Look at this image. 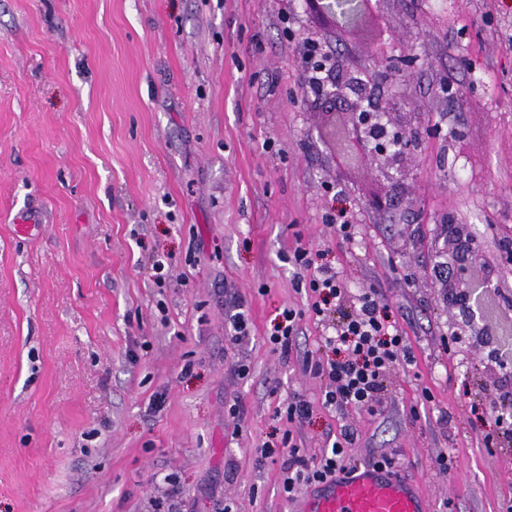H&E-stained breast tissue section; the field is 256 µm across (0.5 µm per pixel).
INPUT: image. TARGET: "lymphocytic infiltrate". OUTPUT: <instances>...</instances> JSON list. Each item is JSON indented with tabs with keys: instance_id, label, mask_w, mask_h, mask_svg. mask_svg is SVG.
<instances>
[{
	"instance_id": "f902f5d3",
	"label": "lymphocytic infiltrate",
	"mask_w": 512,
	"mask_h": 512,
	"mask_svg": "<svg viewBox=\"0 0 512 512\" xmlns=\"http://www.w3.org/2000/svg\"><path fill=\"white\" fill-rule=\"evenodd\" d=\"M294 261L302 271L297 285L305 290L309 311L326 323L323 345L332 352L327 359L304 358L303 371L321 379L323 407L377 414L386 403L385 379L390 369L414 361L400 330L382 313L380 292L364 288L353 302H346L343 277L334 267L314 265L304 248L295 251ZM283 409L290 428L280 438L266 441L262 455L282 458L280 491L290 500L300 486L322 483L347 467V447L353 444L355 433L344 428L320 457L310 458L297 445L292 429L310 418L312 404L296 394L284 402Z\"/></svg>"
}]
</instances>
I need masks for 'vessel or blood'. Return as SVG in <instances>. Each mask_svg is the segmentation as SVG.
Returning <instances> with one entry per match:
<instances>
[{
    "label": "vessel or blood",
    "instance_id": "vessel-or-blood-1",
    "mask_svg": "<svg viewBox=\"0 0 512 512\" xmlns=\"http://www.w3.org/2000/svg\"><path fill=\"white\" fill-rule=\"evenodd\" d=\"M299 512H429L412 483L395 472L355 466L340 472L303 498Z\"/></svg>",
    "mask_w": 512,
    "mask_h": 512
}]
</instances>
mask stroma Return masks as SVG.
<instances>
[{"label": "stroma", "mask_w": 512, "mask_h": 512, "mask_svg": "<svg viewBox=\"0 0 512 512\" xmlns=\"http://www.w3.org/2000/svg\"><path fill=\"white\" fill-rule=\"evenodd\" d=\"M311 38L420 137L385 208L386 176L336 165ZM339 209L355 241L326 223ZM451 222L476 239L471 275L500 285L480 339L435 268ZM510 241L512 0H372L359 34L304 0H0V512H153L170 494L180 512H290L258 450L296 393L307 456L348 424L351 464L392 457L431 512H505L512 448L486 447L494 419L469 400L512 393ZM300 248L347 297L377 288L413 351L377 415L321 407L298 361L324 355L321 323L303 318L288 356L266 340L307 304ZM283 413L291 425H303L313 414L312 404L299 394H294L282 404Z\"/></svg>", "instance_id": "1"}]
</instances>
